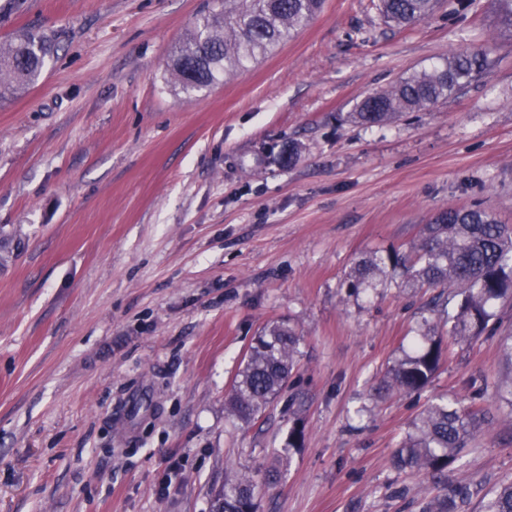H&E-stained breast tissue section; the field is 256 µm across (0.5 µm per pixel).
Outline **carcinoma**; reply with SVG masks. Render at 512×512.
I'll return each instance as SVG.
<instances>
[{
	"instance_id": "carcinoma-1",
	"label": "carcinoma",
	"mask_w": 512,
	"mask_h": 512,
	"mask_svg": "<svg viewBox=\"0 0 512 512\" xmlns=\"http://www.w3.org/2000/svg\"><path fill=\"white\" fill-rule=\"evenodd\" d=\"M230 2L224 0V8H209L196 17L170 58L173 86L186 93L201 91L235 74L293 38L323 4V0H239L231 7ZM437 4L438 0H380V9L389 22L403 27L429 18ZM51 50L45 37L30 32L0 43L1 102L38 81ZM488 55L486 46L468 44L438 64L366 96L351 118L381 124L403 112L430 109L477 81L489 66ZM392 286L440 289L433 306L454 304L446 333L457 343L496 333L495 305L512 301V225L500 223L479 207L441 211L422 226L408 250L390 247L364 254L347 281L349 293L355 296ZM299 342L284 321L263 328L225 399L231 416L250 423L288 388ZM441 358L442 334L426 322L411 351L388 369L382 389L392 394L420 393ZM484 416L482 409L439 397L415 418L412 431L394 452V466L441 482L449 467L462 463L468 440ZM271 485L270 478L251 471L227 476L212 512H258V501ZM441 491L424 503L422 512H454L455 500L470 496L465 486L444 484ZM479 512H512V482L484 495Z\"/></svg>"
}]
</instances>
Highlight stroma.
I'll list each match as a JSON object with an SVG mask.
<instances>
[{"instance_id":"obj_1","label":"stroma","mask_w":512,"mask_h":512,"mask_svg":"<svg viewBox=\"0 0 512 512\" xmlns=\"http://www.w3.org/2000/svg\"><path fill=\"white\" fill-rule=\"evenodd\" d=\"M207 3L0 0V42L52 41L36 84L0 105V512H210L234 469L280 470L258 512H420L432 480L391 457L440 394L494 416L448 472L477 512L512 480L498 336L452 345L421 394L385 393L432 293L355 297L345 278L449 208L512 224V37L491 0H443L408 27L378 0H324L272 54L187 95L167 62ZM469 43L491 59L471 87L350 119ZM276 320L301 338L297 366L245 426L224 398Z\"/></svg>"}]
</instances>
